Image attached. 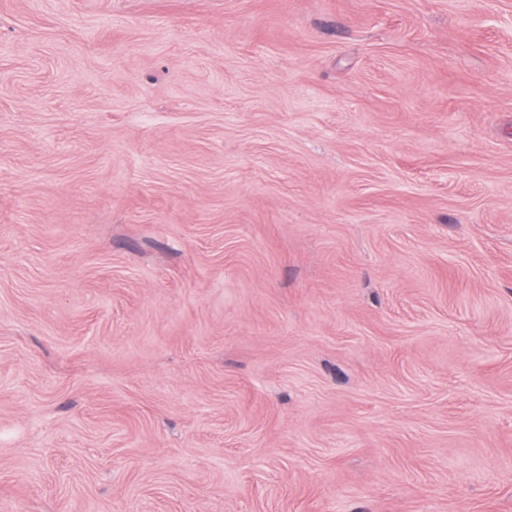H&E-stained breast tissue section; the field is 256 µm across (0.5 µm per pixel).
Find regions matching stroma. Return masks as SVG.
<instances>
[{"label":"stroma","mask_w":512,"mask_h":512,"mask_svg":"<svg viewBox=\"0 0 512 512\" xmlns=\"http://www.w3.org/2000/svg\"><path fill=\"white\" fill-rule=\"evenodd\" d=\"M0 512H512V0H0Z\"/></svg>","instance_id":"obj_1"}]
</instances>
